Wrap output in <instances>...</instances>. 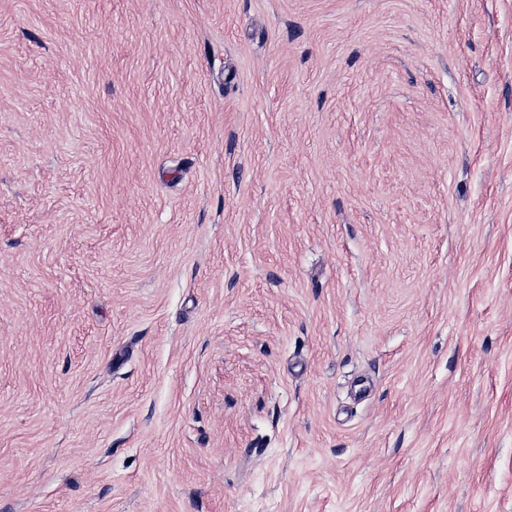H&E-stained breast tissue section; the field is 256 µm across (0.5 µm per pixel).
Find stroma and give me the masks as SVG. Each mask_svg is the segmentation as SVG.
<instances>
[{
	"mask_svg": "<svg viewBox=\"0 0 512 512\" xmlns=\"http://www.w3.org/2000/svg\"><path fill=\"white\" fill-rule=\"evenodd\" d=\"M0 512H512V0H0Z\"/></svg>",
	"mask_w": 512,
	"mask_h": 512,
	"instance_id": "obj_1",
	"label": "stroma"
}]
</instances>
